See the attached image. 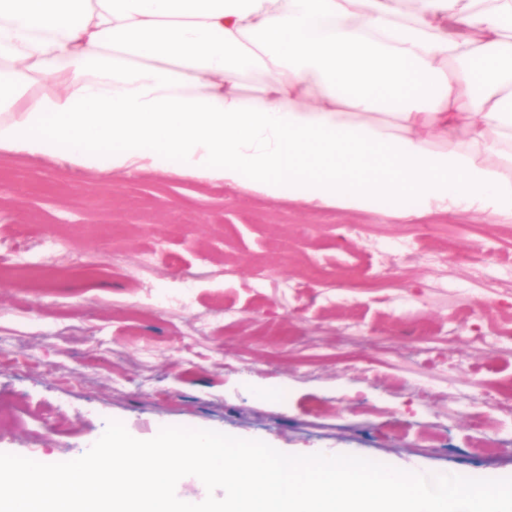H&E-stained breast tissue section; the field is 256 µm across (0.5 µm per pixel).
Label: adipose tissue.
<instances>
[{
  "label": "adipose tissue",
  "mask_w": 512,
  "mask_h": 512,
  "mask_svg": "<svg viewBox=\"0 0 512 512\" xmlns=\"http://www.w3.org/2000/svg\"><path fill=\"white\" fill-rule=\"evenodd\" d=\"M399 2L0 0V152L511 223L512 0Z\"/></svg>",
  "instance_id": "adipose-tissue-1"
}]
</instances>
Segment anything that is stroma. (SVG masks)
<instances>
[{
	"instance_id": "35a3bbf8",
	"label": "stroma",
	"mask_w": 512,
	"mask_h": 512,
	"mask_svg": "<svg viewBox=\"0 0 512 512\" xmlns=\"http://www.w3.org/2000/svg\"><path fill=\"white\" fill-rule=\"evenodd\" d=\"M0 394L46 464L116 420L511 472L512 230L1 152Z\"/></svg>"
}]
</instances>
